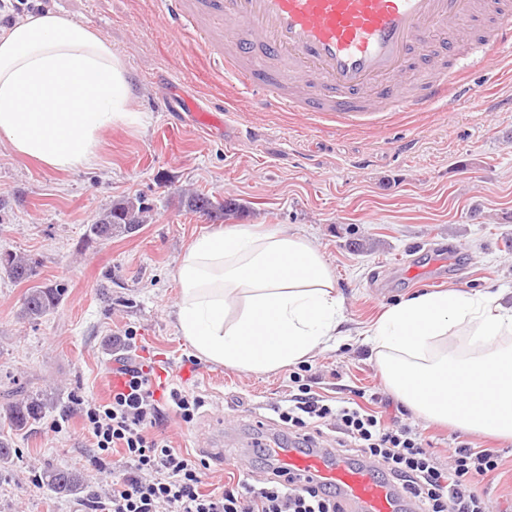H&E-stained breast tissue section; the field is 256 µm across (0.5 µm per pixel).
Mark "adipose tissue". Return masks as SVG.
<instances>
[{
  "instance_id": "1",
  "label": "adipose tissue",
  "mask_w": 512,
  "mask_h": 512,
  "mask_svg": "<svg viewBox=\"0 0 512 512\" xmlns=\"http://www.w3.org/2000/svg\"><path fill=\"white\" fill-rule=\"evenodd\" d=\"M122 56L95 28L29 11L0 30V144L54 171L95 165L102 135L139 129ZM178 330L209 362L265 373L339 336L342 301L307 238L239 225L195 237L176 270ZM467 353H448L451 336ZM391 391L418 415L512 439V303L502 290L421 293L365 332Z\"/></svg>"
}]
</instances>
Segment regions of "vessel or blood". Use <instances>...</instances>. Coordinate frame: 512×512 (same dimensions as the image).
Returning a JSON list of instances; mask_svg holds the SVG:
<instances>
[{
  "label": "vessel or blood",
  "mask_w": 512,
  "mask_h": 512,
  "mask_svg": "<svg viewBox=\"0 0 512 512\" xmlns=\"http://www.w3.org/2000/svg\"><path fill=\"white\" fill-rule=\"evenodd\" d=\"M176 35L208 56L210 67L256 92L272 112H426L474 98L462 84L456 29L493 18L479 30L478 59L497 63L512 46V0H160ZM441 57L448 65L433 70ZM428 280L455 265V251L429 249ZM260 439L294 484L325 485L347 512H413L412 502L366 462L296 448L264 430Z\"/></svg>",
  "instance_id": "vessel-or-blood-1"
}]
</instances>
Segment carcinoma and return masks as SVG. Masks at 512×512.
<instances>
[{
  "label": "carcinoma",
  "mask_w": 512,
  "mask_h": 512,
  "mask_svg": "<svg viewBox=\"0 0 512 512\" xmlns=\"http://www.w3.org/2000/svg\"><path fill=\"white\" fill-rule=\"evenodd\" d=\"M190 210L215 218L224 217V203L212 200L204 194L188 197ZM141 224L140 210L131 202L112 205L88 227L87 237L91 240H110L112 236L131 233ZM0 271L16 282H29L22 304V317L31 323L38 322L60 305L67 293L68 284L63 281L54 283L34 282L35 271L32 262L10 252L0 253ZM44 404L36 399L22 401L10 410V422L13 430L23 429L31 420L40 418ZM40 481L59 493H74L83 484L79 472L66 466H56L44 471Z\"/></svg>",
  "instance_id": "cac0c4a2"
}]
</instances>
